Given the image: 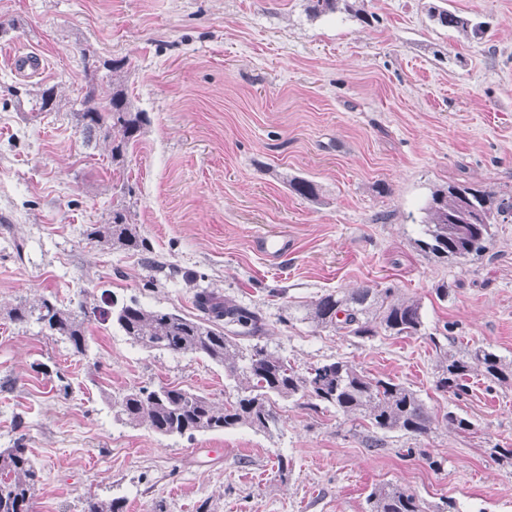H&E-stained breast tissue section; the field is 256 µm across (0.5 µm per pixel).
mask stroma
<instances>
[{"instance_id": "obj_1", "label": "stroma", "mask_w": 512, "mask_h": 512, "mask_svg": "<svg viewBox=\"0 0 512 512\" xmlns=\"http://www.w3.org/2000/svg\"><path fill=\"white\" fill-rule=\"evenodd\" d=\"M349 3L316 16L307 0H0V448L23 441L35 460L32 512H82L90 497L124 498L125 512H363L380 483L459 512H512V375L473 372L459 399L436 387L453 346L481 345L512 371V224L467 260L417 245L434 190L512 192V0ZM433 5L483 22L484 38L430 21ZM25 55L42 70L15 67ZM90 59L122 61L98 92L121 85L147 115L118 170L74 115ZM45 87L56 111L35 106ZM295 178L317 199L296 195ZM119 199L150 255L88 239ZM263 233L287 235L288 252H258ZM360 285L417 300L422 334L362 340L302 321L323 293ZM203 288L261 312L264 334L242 346L302 371L344 358L471 430L391 432L369 448L364 421L281 400L272 437H162L118 421L116 399L171 384L221 404L235 394L223 366L95 319L77 357L7 316L105 295L193 316Z\"/></svg>"}]
</instances>
